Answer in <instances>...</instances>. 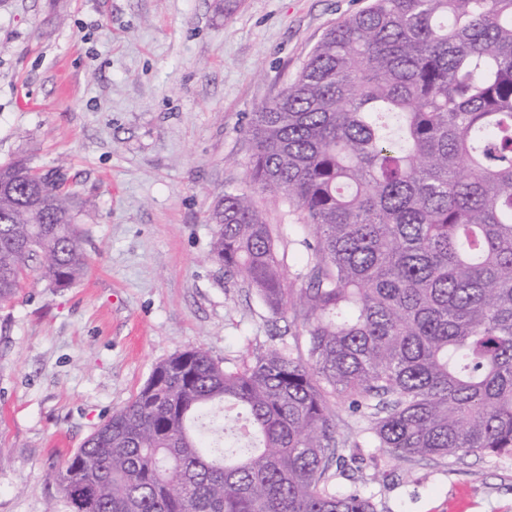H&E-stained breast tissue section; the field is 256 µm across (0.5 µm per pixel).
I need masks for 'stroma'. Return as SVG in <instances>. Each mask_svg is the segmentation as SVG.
I'll use <instances>...</instances> for the list:
<instances>
[{"label": "stroma", "mask_w": 512, "mask_h": 512, "mask_svg": "<svg viewBox=\"0 0 512 512\" xmlns=\"http://www.w3.org/2000/svg\"><path fill=\"white\" fill-rule=\"evenodd\" d=\"M372 0H0V164L63 166L87 274L0 303V512H68L70 458L153 368L200 347L225 368L280 346L277 316L212 260L210 215L247 181L252 114L329 28ZM288 279L309 266L299 213L259 193ZM339 490L377 512H512V463H381L331 404Z\"/></svg>", "instance_id": "1"}]
</instances>
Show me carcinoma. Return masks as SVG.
Segmentation results:
<instances>
[{
    "label": "carcinoma",
    "mask_w": 512,
    "mask_h": 512,
    "mask_svg": "<svg viewBox=\"0 0 512 512\" xmlns=\"http://www.w3.org/2000/svg\"><path fill=\"white\" fill-rule=\"evenodd\" d=\"M211 257L292 342L226 369L190 348L54 472L70 512H377L336 490L329 400L393 459H512V0H373L253 112ZM0 303L89 258L63 175L0 165ZM258 192L300 211L287 282Z\"/></svg>",
    "instance_id": "1"
}]
</instances>
